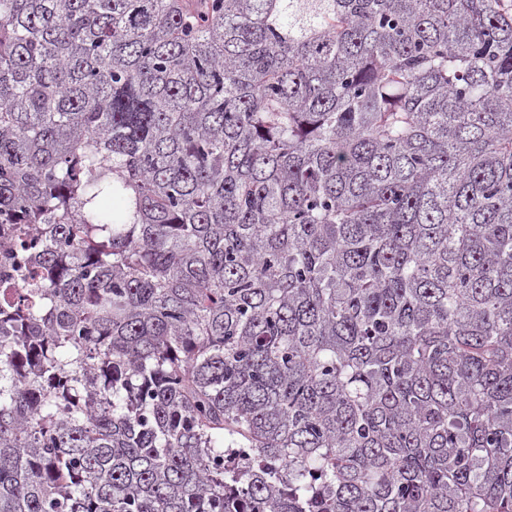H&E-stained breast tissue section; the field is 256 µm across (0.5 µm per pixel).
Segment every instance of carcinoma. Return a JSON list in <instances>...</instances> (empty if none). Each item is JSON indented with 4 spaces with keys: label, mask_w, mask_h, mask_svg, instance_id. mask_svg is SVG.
<instances>
[{
    "label": "carcinoma",
    "mask_w": 512,
    "mask_h": 512,
    "mask_svg": "<svg viewBox=\"0 0 512 512\" xmlns=\"http://www.w3.org/2000/svg\"><path fill=\"white\" fill-rule=\"evenodd\" d=\"M0 220V512H512L507 0H0Z\"/></svg>",
    "instance_id": "carcinoma-1"
}]
</instances>
